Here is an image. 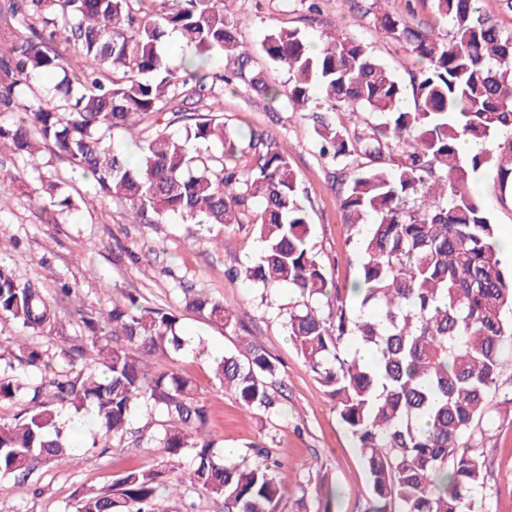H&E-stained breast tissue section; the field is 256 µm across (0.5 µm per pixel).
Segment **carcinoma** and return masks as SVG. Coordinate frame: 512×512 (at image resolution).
<instances>
[{
	"mask_svg": "<svg viewBox=\"0 0 512 512\" xmlns=\"http://www.w3.org/2000/svg\"><path fill=\"white\" fill-rule=\"evenodd\" d=\"M231 0H3L0 17L19 23L0 56V154L10 151L38 173L43 207L57 216L75 207L62 182L43 171L41 145L66 160L74 180L124 206L138 224L178 216L199 229L252 224L255 261L236 272L263 294L288 288L299 301L285 327L297 352L334 402L370 481L371 512H475L488 468L474 435L492 398L512 404L502 359L512 349V273L501 266L496 225L470 188L473 174L495 171L512 191V29L491 23L476 0H433L432 22L410 21L371 0L377 25L415 56L409 83L336 28L313 45L280 26L261 51L287 70L288 90L246 70L238 38L244 18ZM180 34L193 58L172 68L163 47ZM73 46L80 70L58 50ZM233 69H213L214 59ZM59 80L41 87L46 73ZM243 83L313 113L319 152L345 185L339 198L348 239L360 255L358 277L340 288L309 245L311 225L299 178L276 138L229 129L224 115L196 113L224 87ZM411 85L414 110L403 106ZM365 111L385 121L348 132L327 114ZM147 122L128 156L114 134ZM181 124L174 133L170 127ZM467 140L474 149L459 152ZM251 155V167L233 164ZM367 160L363 166L358 160ZM62 283L55 299L0 264V316L26 336L0 342V403L27 399L24 412L0 417V477H25L32 463L73 460L62 417L94 412L91 447L160 448L190 460L189 484L221 498L224 512H279L288 487L279 464L256 445L228 461L207 432L208 411L193 382L172 368L188 351L180 318L124 294L107 307L77 303ZM70 305L87 335L68 347L30 338L54 328ZM188 306L237 331L224 302L188 292ZM279 368L263 346L244 340L215 361V378L246 411L276 415ZM162 420H155L156 415ZM156 470L126 469L112 490H86L75 512H171L175 493Z\"/></svg>",
	"mask_w": 512,
	"mask_h": 512,
	"instance_id": "1",
	"label": "carcinoma"
}]
</instances>
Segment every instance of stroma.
Returning a JSON list of instances; mask_svg holds the SVG:
<instances>
[{"label":"stroma","mask_w":512,"mask_h":512,"mask_svg":"<svg viewBox=\"0 0 512 512\" xmlns=\"http://www.w3.org/2000/svg\"><path fill=\"white\" fill-rule=\"evenodd\" d=\"M365 0H322L318 22H308L304 0H235L233 13L247 17L239 38L254 47L250 68L260 75L272 66L258 45L267 29L286 26L318 38L336 26L368 47L400 78L417 70L413 55L386 37L367 13ZM224 120L244 129L266 131L288 146L298 175L301 200L312 225L311 244L330 279L338 286L356 278V250L347 239L344 216L332 182L334 166L316 147L314 125L308 113L295 112L283 100L240 87L220 98ZM76 203L59 223H48L39 207L37 182L0 195V260L21 279L37 282L47 297H54L59 282L78 284L86 306L105 307L129 292L145 305L176 312L186 334L200 338L203 354L179 356L176 367L190 377L198 398L209 409L207 430L219 448L244 452L258 444L279 461V478L289 489L305 487L304 500L289 497L280 512H318L321 485L334 493L332 512H368L369 480L353 440L333 404L286 332L284 321L292 296L280 289L271 295L243 280L229 278L227 269L250 264L259 244L250 225L214 228L218 244L192 240L193 225L179 218L163 224H137L119 204L96 194L88 182L72 180L69 164L50 150L40 153ZM472 188L498 230L512 227V195L501 193L492 172L477 173ZM204 293L230 304L244 327L237 334L208 322L186 307L185 289ZM262 344L278 361L275 387L282 394L284 412L269 416L245 411L235 396L213 377V358L235 350L241 335ZM489 429L484 454L487 488L479 512H512V406L493 404L483 421ZM91 433L81 446L89 447L83 461L64 458L34 463L27 479L0 480V512H71L84 490L107 491L114 475L128 467L165 472L169 481L184 479L185 469L167 466L166 458L151 448L92 447Z\"/></svg>","instance_id":"stroma-1"}]
</instances>
